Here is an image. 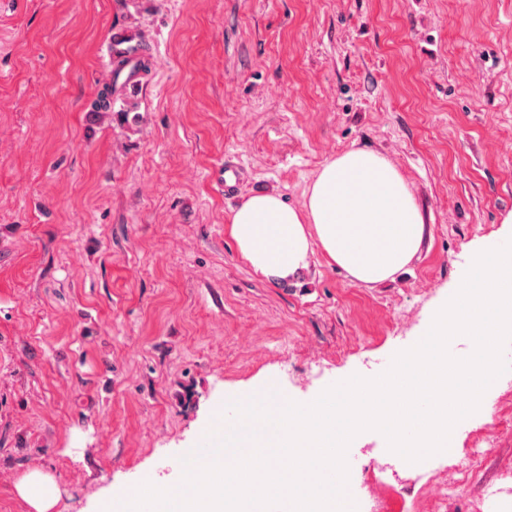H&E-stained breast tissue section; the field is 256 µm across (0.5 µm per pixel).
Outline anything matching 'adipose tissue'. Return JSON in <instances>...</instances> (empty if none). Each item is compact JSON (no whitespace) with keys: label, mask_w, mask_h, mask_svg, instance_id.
Listing matches in <instances>:
<instances>
[{"label":"adipose tissue","mask_w":512,"mask_h":512,"mask_svg":"<svg viewBox=\"0 0 512 512\" xmlns=\"http://www.w3.org/2000/svg\"><path fill=\"white\" fill-rule=\"evenodd\" d=\"M227 232L252 270L280 285L299 279L314 252L352 281L377 284L410 264L425 241L423 215L403 175L370 149L326 161L301 206L257 191L232 212ZM16 494L29 512H55L61 487L41 469L24 474Z\"/></svg>","instance_id":"1"}]
</instances>
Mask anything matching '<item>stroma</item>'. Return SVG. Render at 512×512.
Here are the masks:
<instances>
[{"mask_svg": "<svg viewBox=\"0 0 512 512\" xmlns=\"http://www.w3.org/2000/svg\"><path fill=\"white\" fill-rule=\"evenodd\" d=\"M121 26L148 64L101 111V45ZM384 155L427 226L394 279L365 286L315 254L284 287L226 231L251 192L301 205L320 166ZM243 177L233 194L216 180ZM512 215V0H0V512L13 484L58 478L59 512H99L217 427L225 402L308 403L413 344L473 247ZM496 417L383 488L407 512H512V371ZM496 420L464 493L410 488ZM379 432L352 444L348 491L380 474Z\"/></svg>", "mask_w": 512, "mask_h": 512, "instance_id": "1", "label": "stroma"}]
</instances>
